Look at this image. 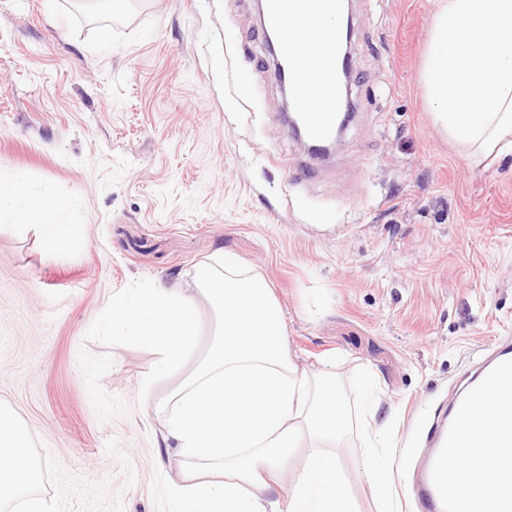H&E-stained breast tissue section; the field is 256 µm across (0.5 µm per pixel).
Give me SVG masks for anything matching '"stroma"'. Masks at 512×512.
Masks as SVG:
<instances>
[{"instance_id":"stroma-1","label":"stroma","mask_w":512,"mask_h":512,"mask_svg":"<svg viewBox=\"0 0 512 512\" xmlns=\"http://www.w3.org/2000/svg\"><path fill=\"white\" fill-rule=\"evenodd\" d=\"M438 2L351 0L355 118L316 159L282 114L256 0H0V170L72 202L80 226L49 253L38 227L0 225V405L52 512H164L181 465L144 403L155 356L99 316L128 288L195 287L220 249L272 288L299 369L335 359L360 512H376L371 419L395 512H417L437 408L512 336V154L472 155L434 123L420 75Z\"/></svg>"}]
</instances>
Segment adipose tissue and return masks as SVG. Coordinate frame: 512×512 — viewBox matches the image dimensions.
Listing matches in <instances>:
<instances>
[{
	"label": "adipose tissue",
	"mask_w": 512,
	"mask_h": 512,
	"mask_svg": "<svg viewBox=\"0 0 512 512\" xmlns=\"http://www.w3.org/2000/svg\"><path fill=\"white\" fill-rule=\"evenodd\" d=\"M69 205L48 190H34L19 173L0 171V224L38 225L51 252L73 246L77 227ZM231 254L218 253L199 273L198 288H134L113 299L100 325L148 347L155 356L141 387L173 376L181 383L153 406L164 416L166 454L184 476L161 491L165 512H358L335 449L350 424L331 371L310 378L291 362L282 309L265 282L244 275ZM218 315L208 348L200 346L198 296ZM313 449L296 474L286 501L272 499L276 475L288 469L302 439ZM27 428L0 408V508L49 512L31 493L39 466ZM470 485L485 512H512V447L480 445L444 485Z\"/></svg>",
	"instance_id": "adipose-tissue-1"
}]
</instances>
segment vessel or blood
<instances>
[{
    "instance_id": "b4317fda",
    "label": "vessel or blood",
    "mask_w": 512,
    "mask_h": 512,
    "mask_svg": "<svg viewBox=\"0 0 512 512\" xmlns=\"http://www.w3.org/2000/svg\"><path fill=\"white\" fill-rule=\"evenodd\" d=\"M347 0H265L260 34L281 43L279 62L286 80L299 81L303 91L292 94L305 139L329 140L342 112L348 90L337 71L344 65V34L340 28L322 31L309 47H302L300 29L289 27V15L342 16ZM481 428L489 447L512 446V349H497L481 380L448 411V422L432 437L425 471L417 491L424 512H483L479 495L441 498L440 487L454 465L459 449L469 447L474 428Z\"/></svg>"
}]
</instances>
